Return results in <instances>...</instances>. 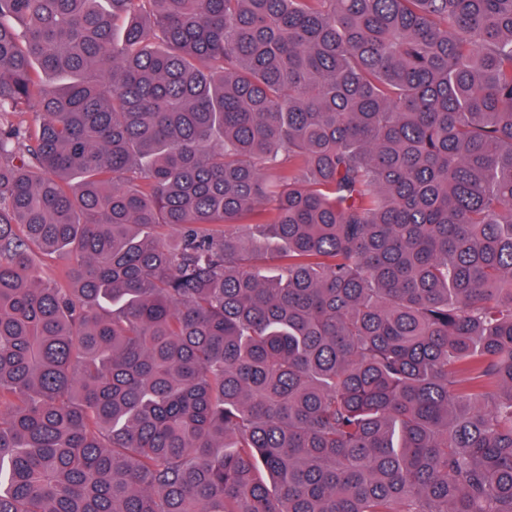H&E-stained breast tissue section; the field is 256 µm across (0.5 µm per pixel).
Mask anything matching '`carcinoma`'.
Segmentation results:
<instances>
[{"instance_id":"cac0c4a2","label":"carcinoma","mask_w":512,"mask_h":512,"mask_svg":"<svg viewBox=\"0 0 512 512\" xmlns=\"http://www.w3.org/2000/svg\"><path fill=\"white\" fill-rule=\"evenodd\" d=\"M0 512H512V0H0ZM34 259L41 274L48 279L61 280L66 261L58 253L35 251Z\"/></svg>"}]
</instances>
